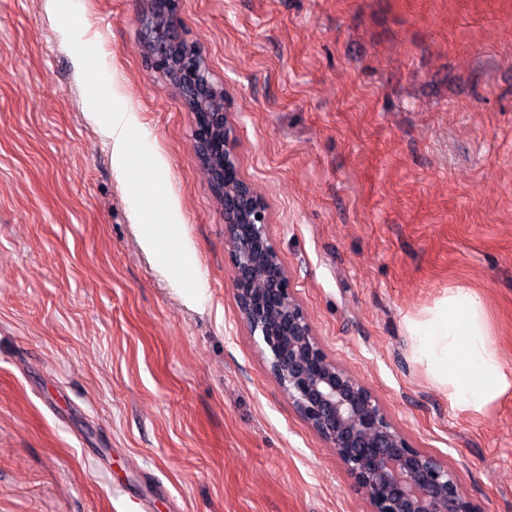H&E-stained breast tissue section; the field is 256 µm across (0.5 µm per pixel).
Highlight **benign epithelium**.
I'll return each instance as SVG.
<instances>
[{
    "instance_id": "1",
    "label": "benign epithelium",
    "mask_w": 512,
    "mask_h": 512,
    "mask_svg": "<svg viewBox=\"0 0 512 512\" xmlns=\"http://www.w3.org/2000/svg\"><path fill=\"white\" fill-rule=\"evenodd\" d=\"M165 12L172 44L193 62L177 70L181 106L193 116V145L209 165L210 188L224 214L239 316L261 339L269 372L306 425L331 448L370 512H480L460 490V470L415 446L378 397L325 350L296 295L268 232L267 206L242 172L227 107L208 103L224 90L210 81L202 47L178 29L180 0H149L141 16ZM152 67H172L173 53L148 49Z\"/></svg>"
}]
</instances>
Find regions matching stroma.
Listing matches in <instances>:
<instances>
[{
  "label": "stroma",
  "instance_id": "stroma-1",
  "mask_svg": "<svg viewBox=\"0 0 512 512\" xmlns=\"http://www.w3.org/2000/svg\"><path fill=\"white\" fill-rule=\"evenodd\" d=\"M143 7L0 0V512H369L239 317ZM180 17L328 354L482 512H512V389L453 409L404 325L470 289L512 370V0H182ZM117 102L140 123L129 177L154 172L172 211L145 199L133 221L87 116ZM140 222L187 253L158 265Z\"/></svg>",
  "mask_w": 512,
  "mask_h": 512
}]
</instances>
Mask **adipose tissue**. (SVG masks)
<instances>
[{
	"mask_svg": "<svg viewBox=\"0 0 512 512\" xmlns=\"http://www.w3.org/2000/svg\"><path fill=\"white\" fill-rule=\"evenodd\" d=\"M136 126L134 113L118 105L102 128L119 164L118 178L135 206L158 191L154 177L129 179L123 166ZM405 328L413 360L447 392L452 408L479 413L512 388V371L506 370L490 341L482 304L469 290H449L434 306L406 319Z\"/></svg>",
	"mask_w": 512,
	"mask_h": 512,
	"instance_id": "1",
	"label": "adipose tissue"
}]
</instances>
